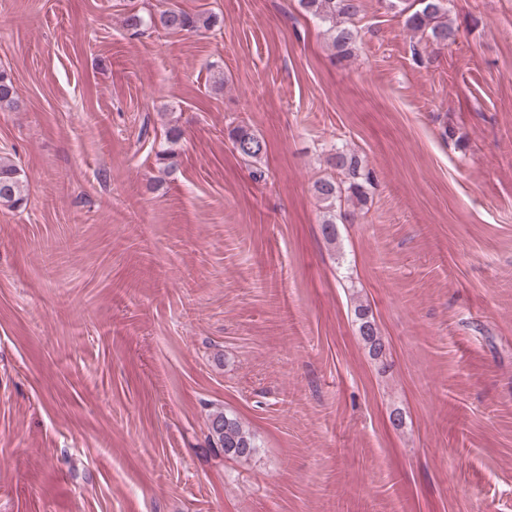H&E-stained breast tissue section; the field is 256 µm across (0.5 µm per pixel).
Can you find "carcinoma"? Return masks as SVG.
<instances>
[{"instance_id":"cac0c4a2","label":"carcinoma","mask_w":512,"mask_h":512,"mask_svg":"<svg viewBox=\"0 0 512 512\" xmlns=\"http://www.w3.org/2000/svg\"><path fill=\"white\" fill-rule=\"evenodd\" d=\"M420 8L407 15L406 27L415 34L428 37L437 45H446L455 40V30L448 21L447 0H415ZM301 8L329 24L332 45L341 59L351 57L358 38V30L351 22L359 16L361 0H299ZM169 31H193L214 24L212 18L201 19L183 11L169 9L159 18L132 14L127 18V26L134 30L154 23ZM234 150L246 160H258L266 152L263 139L243 128L236 127L229 132ZM330 167L339 171L345 179L324 178L316 182L317 198L324 209L331 210L336 202L344 199L358 205L367 202L365 186L372 184V172L362 171L360 158L352 151L338 149L328 158ZM26 196V177L15 165L0 160V205L15 208ZM355 322L359 334L370 352L377 355L382 351V336L368 308L358 305L354 309ZM208 440L222 449L224 455L233 459L247 460L256 452L254 437L237 417L219 411L213 413L208 423Z\"/></svg>"}]
</instances>
